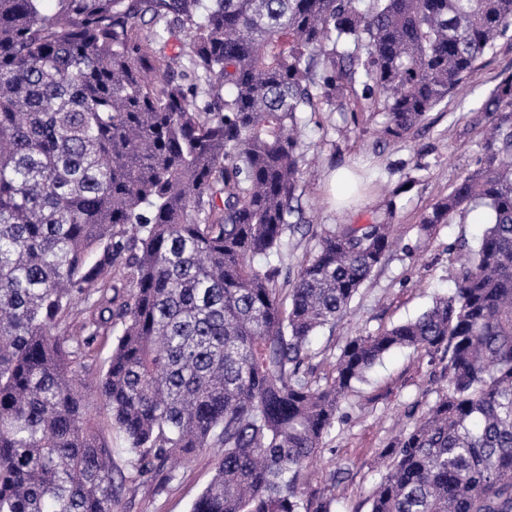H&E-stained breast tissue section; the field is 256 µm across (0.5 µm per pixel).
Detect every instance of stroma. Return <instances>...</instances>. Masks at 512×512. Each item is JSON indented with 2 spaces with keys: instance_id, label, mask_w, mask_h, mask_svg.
<instances>
[{
  "instance_id": "1",
  "label": "stroma",
  "mask_w": 512,
  "mask_h": 512,
  "mask_svg": "<svg viewBox=\"0 0 512 512\" xmlns=\"http://www.w3.org/2000/svg\"><path fill=\"white\" fill-rule=\"evenodd\" d=\"M512 73V39L501 40L474 80L429 112L401 143H381L383 117L351 91L302 115L304 194L309 224L331 229L390 218L398 242L374 269L349 314L314 337L309 370L324 379L355 333H378L416 318L454 286L458 240L477 245L486 212L471 208L431 232L424 212L474 169L482 153L483 108L503 75ZM440 361L411 349L385 354L341 405L339 417L307 469L306 492L332 496L330 512H370L371 493L384 468L379 459L415 417L423 416L446 388ZM220 458L206 448L180 463L174 477L158 473L147 486L124 490L116 512H191Z\"/></svg>"
}]
</instances>
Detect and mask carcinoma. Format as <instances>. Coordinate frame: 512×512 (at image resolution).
<instances>
[{
	"instance_id": "obj_1",
	"label": "carcinoma",
	"mask_w": 512,
	"mask_h": 512,
	"mask_svg": "<svg viewBox=\"0 0 512 512\" xmlns=\"http://www.w3.org/2000/svg\"><path fill=\"white\" fill-rule=\"evenodd\" d=\"M43 2L0 0V512H114L202 448L222 455L191 512H330L304 470L394 349L441 356L447 392L382 449L371 512H512V125L494 118L512 74L477 167L421 217L489 214L416 319L352 337L322 385L311 338L347 315L393 225L315 233L284 288L254 266L305 223L300 114L359 84L378 139H407L512 34V0ZM185 25L176 55L151 50ZM77 302L79 335L57 333ZM118 324L94 389L113 448L78 368Z\"/></svg>"
}]
</instances>
